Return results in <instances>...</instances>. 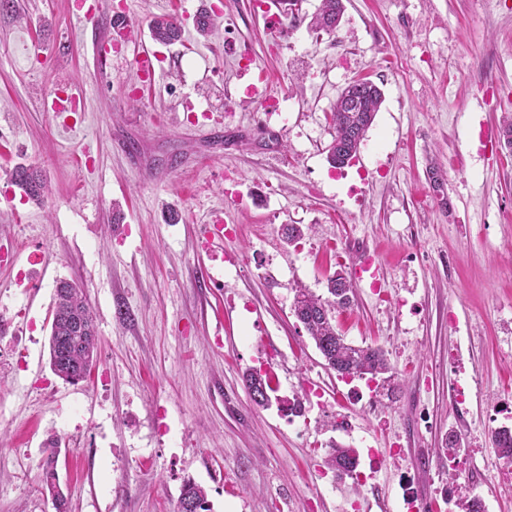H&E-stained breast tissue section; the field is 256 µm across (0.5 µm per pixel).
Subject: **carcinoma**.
<instances>
[{
	"instance_id": "cac0c4a2",
	"label": "carcinoma",
	"mask_w": 512,
	"mask_h": 512,
	"mask_svg": "<svg viewBox=\"0 0 512 512\" xmlns=\"http://www.w3.org/2000/svg\"><path fill=\"white\" fill-rule=\"evenodd\" d=\"M321 5L310 22L311 28L332 33L336 31V18L342 16V0H320ZM150 34L154 41L173 44L181 39L182 29L173 18L162 15L153 19ZM357 98L355 109L345 107L344 97L336 100L331 112L334 136L328 145V159L333 166H342L359 152L382 103V91L374 83L360 82L353 86ZM11 181L28 199L42 203L46 184L38 172L27 166H18L11 173ZM328 296L316 295L307 288L296 289L293 313L314 341L328 368L339 376H370L381 381L382 389L392 392L397 387L392 368L378 348L357 346L346 342L336 327V313L351 307L354 298L352 280L342 272H336L327 279ZM49 338L50 364L53 372L63 381L73 384L75 379L89 374L97 354L100 341L75 327V322L86 319L95 324L93 311L81 289L69 282L56 287ZM250 396L261 394L262 400H253L257 406L269 405L267 391L270 385L267 377L250 370L245 375ZM490 438L499 458L512 464V429L507 427L490 430ZM58 442L50 441L40 466L43 474L42 493L50 495L56 512H67V499L63 494L57 463ZM358 456L352 448L333 446L326 459L328 468L340 473L355 469ZM195 505L199 512H210L207 493L192 479L183 481L178 499L177 512H184V506Z\"/></svg>"
}]
</instances>
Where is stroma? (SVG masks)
Masks as SVG:
<instances>
[{"mask_svg":"<svg viewBox=\"0 0 512 512\" xmlns=\"http://www.w3.org/2000/svg\"><path fill=\"white\" fill-rule=\"evenodd\" d=\"M0 15V512H56L39 492L50 437L70 512H174L184 479L211 512H406L403 479L420 497L456 474L488 512H512V482L489 431L512 427V0H343L335 33L312 31L320 0H299L277 38L271 0H16ZM217 20L198 35L196 11ZM126 15L136 40L114 42L102 20ZM168 15L180 42L154 43ZM154 48L161 74L134 64ZM384 93L357 158L327 160L330 112L353 80ZM85 109L42 106L66 82ZM277 99L279 113L264 110ZM180 161L171 166L170 155ZM37 169L43 203L15 193L6 170ZM231 228L211 261L204 226ZM305 227L285 245L281 228ZM369 255L338 327L383 350L400 388L379 415L366 380L340 379L292 311L294 288L326 291L334 272ZM83 289L101 339L87 381L49 365L58 281ZM269 375L256 406L247 370ZM480 386L463 410L460 376ZM320 392L302 416L289 403ZM385 451L365 486L322 476L333 423ZM456 428L462 464L442 437Z\"/></svg>","mask_w":512,"mask_h":512,"instance_id":"obj_1","label":"stroma"}]
</instances>
